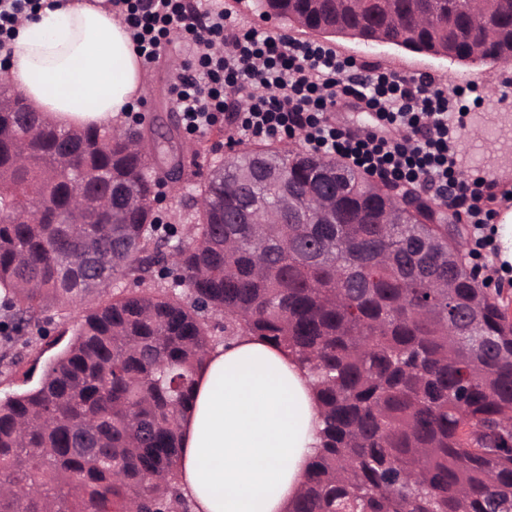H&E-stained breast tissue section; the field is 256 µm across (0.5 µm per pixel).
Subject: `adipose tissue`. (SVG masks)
<instances>
[{
  "label": "adipose tissue",
  "mask_w": 512,
  "mask_h": 512,
  "mask_svg": "<svg viewBox=\"0 0 512 512\" xmlns=\"http://www.w3.org/2000/svg\"><path fill=\"white\" fill-rule=\"evenodd\" d=\"M10 49L5 78L64 127L118 125L144 79L108 0H41ZM194 395L177 464L191 512H288L319 444L306 370L287 350L240 336L209 350Z\"/></svg>",
  "instance_id": "ef3b65f1"
}]
</instances>
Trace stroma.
<instances>
[{
  "mask_svg": "<svg viewBox=\"0 0 512 512\" xmlns=\"http://www.w3.org/2000/svg\"><path fill=\"white\" fill-rule=\"evenodd\" d=\"M186 3L194 11L222 8L243 30L255 28L309 43L315 40L314 35L301 28L286 25L276 17L259 16L252 7V0H186ZM173 43L174 50L162 56L145 73L140 91L141 119L130 118L126 121L127 126L143 130L148 137L152 136L159 125L170 124L169 116L176 110L169 86L177 72V64L184 62L185 56L180 50L182 37H174ZM328 46L344 58L372 64L405 76L431 77L452 92L463 90L471 113L464 119L462 146L467 149L473 144H481L488 159H495L497 148L493 143L481 142L475 116L483 110H512V64L480 61L462 63L444 56L410 52L391 44H367L339 37L330 40ZM172 126L173 154L179 156L181 163L185 165L180 181L173 184L165 179L167 156L149 154L148 167L161 178L158 190L163 194L164 200L158 207L160 221L165 224H186L196 211L195 199L200 182L204 181L215 163L242 151L243 146L230 141L231 129L224 123L215 125L203 134L190 133L180 123ZM13 350L23 358L20 366H13L4 348L0 347V398L24 387L26 382H37L47 360L54 352L53 347L42 341L28 347L18 342Z\"/></svg>",
  "mask_w": 512,
  "mask_h": 512,
  "instance_id": "obj_1",
  "label": "stroma"
}]
</instances>
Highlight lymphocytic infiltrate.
Here are the masks:
<instances>
[{
    "label": "lymphocytic infiltrate",
    "mask_w": 512,
    "mask_h": 512,
    "mask_svg": "<svg viewBox=\"0 0 512 512\" xmlns=\"http://www.w3.org/2000/svg\"><path fill=\"white\" fill-rule=\"evenodd\" d=\"M144 65L159 61L177 28L190 57L170 85L182 121L203 132L225 120L239 139L301 136L313 153L336 155L371 176L428 190H450L477 248H492L496 180L482 171L459 178L468 106L439 83L359 66L322 45L237 30L223 11H190L184 0H113ZM247 108H236L234 98ZM377 113L381 129H338L335 114L351 102Z\"/></svg>",
    "instance_id": "obj_1"
}]
</instances>
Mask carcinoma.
I'll return each instance as SVG.
<instances>
[{
	"mask_svg": "<svg viewBox=\"0 0 512 512\" xmlns=\"http://www.w3.org/2000/svg\"><path fill=\"white\" fill-rule=\"evenodd\" d=\"M325 36L512 63V0H255ZM0 112V344L97 292L39 381L0 400V512H189L181 422L213 345L250 334L308 371L321 448L289 512H512V320L463 270L445 225L398 210L340 157L261 142L218 162L184 236L144 205L158 181L135 134L65 128L10 90ZM112 188V214L71 205ZM331 188L334 224H264ZM112 223H107V220ZM93 235V267L80 264ZM148 292L112 289L115 275ZM473 328L451 327L454 311Z\"/></svg>",
	"mask_w": 512,
	"mask_h": 512,
	"instance_id": "carcinoma-1",
	"label": "carcinoma"
}]
</instances>
